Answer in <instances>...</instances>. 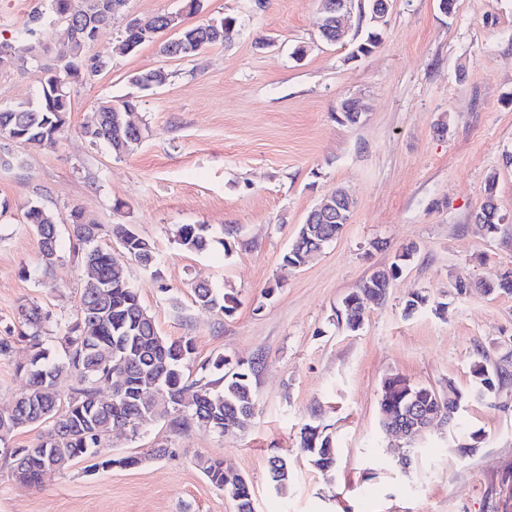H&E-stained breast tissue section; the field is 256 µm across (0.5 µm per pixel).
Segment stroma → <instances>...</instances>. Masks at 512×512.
Returning a JSON list of instances; mask_svg holds the SVG:
<instances>
[{
    "mask_svg": "<svg viewBox=\"0 0 512 512\" xmlns=\"http://www.w3.org/2000/svg\"><path fill=\"white\" fill-rule=\"evenodd\" d=\"M202 4L187 24L236 18L231 43L188 58L162 55L155 42L117 52L127 18L183 6L126 0L95 41L112 53L108 68L72 92L67 137L44 151L0 137V336L16 335L21 306L34 303L50 311L44 345L61 356L60 328L86 278L66 251L43 270L24 220L31 203L53 213L64 235L74 206L105 226L133 225L160 270L154 277L126 262L142 305L162 335L192 340L195 362L224 354L253 366L252 423L221 434L163 420L135 433L115 428L108 454L140 465L95 472L79 459L37 487L15 479L7 450L48 427L17 431L0 446V512H236L199 468L207 457L250 481L256 512H512V295L454 288L512 268V0H455L448 15L440 0H393L380 44L358 57L368 7L353 8L347 40L329 44L319 0ZM150 70L165 82L132 83ZM40 79L32 67L0 69V106L32 98ZM350 97L366 108L357 124L341 119ZM128 99L142 129L133 152L118 157L82 136L99 104ZM492 174L501 222L489 233L475 215ZM339 188L354 201L343 233L307 264H286L299 225ZM182 224L207 225L208 249H181ZM406 245L416 251L385 303L367 304L359 330L338 325L344 297ZM200 282L232 290L235 312L195 306ZM415 292L429 303L405 315ZM477 360L497 376L483 399L470 370ZM392 374L443 396L456 386L460 427L387 435L379 401ZM307 423L335 439L334 471L302 452ZM473 432L479 447L461 455ZM402 448L411 451L406 468L394 461ZM273 457L293 473L282 494L270 481Z\"/></svg>",
    "mask_w": 512,
    "mask_h": 512,
    "instance_id": "obj_1",
    "label": "stroma"
}]
</instances>
